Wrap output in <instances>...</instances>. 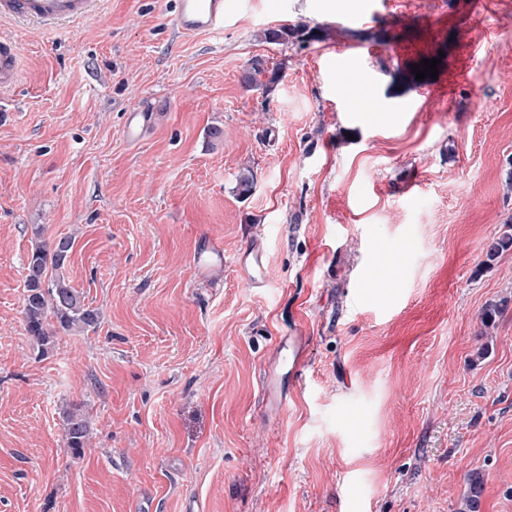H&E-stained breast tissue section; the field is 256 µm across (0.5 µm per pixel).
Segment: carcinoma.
Masks as SVG:
<instances>
[{
	"label": "carcinoma",
	"instance_id": "cac0c4a2",
	"mask_svg": "<svg viewBox=\"0 0 512 512\" xmlns=\"http://www.w3.org/2000/svg\"><path fill=\"white\" fill-rule=\"evenodd\" d=\"M295 33V28L282 25L261 32L268 43L284 44ZM73 243L64 237L53 244L38 242L29 257L24 285V313L26 330L41 350L46 353L53 345L56 330L65 332L86 330L98 324L96 310L86 306L81 294L59 274L47 278L48 269H62L71 253ZM512 250V223L489 246L486 257L493 261ZM68 448L75 456H81L89 438V422L82 406L73 404L62 413ZM470 494L464 499L460 512H478L483 477L478 472L469 475Z\"/></svg>",
	"mask_w": 512,
	"mask_h": 512
}]
</instances>
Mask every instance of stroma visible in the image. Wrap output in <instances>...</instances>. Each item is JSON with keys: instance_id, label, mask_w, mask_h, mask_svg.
Returning <instances> with one entry per match:
<instances>
[{"instance_id": "obj_1", "label": "stroma", "mask_w": 512, "mask_h": 512, "mask_svg": "<svg viewBox=\"0 0 512 512\" xmlns=\"http://www.w3.org/2000/svg\"><path fill=\"white\" fill-rule=\"evenodd\" d=\"M172 15L0 21L23 50L0 97V512H459L474 471L479 512H512V251L486 260L512 222V0H234L195 38ZM358 55L373 112L330 67ZM255 59L274 84L245 85ZM63 237L99 322L43 354L28 258ZM256 242L261 288L236 264ZM153 115L152 109L146 106L126 110L123 133L128 144H136L143 138L153 122ZM196 264L203 274L224 267V246L218 240L208 239L197 251ZM68 448L74 456H81L89 438V422L81 405L73 404L62 413Z\"/></svg>"}]
</instances>
